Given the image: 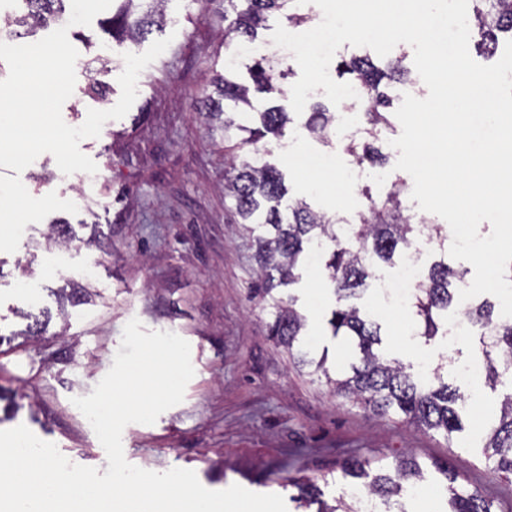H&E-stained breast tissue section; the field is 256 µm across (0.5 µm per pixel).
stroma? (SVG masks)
I'll list each match as a JSON object with an SVG mask.
<instances>
[{
  "mask_svg": "<svg viewBox=\"0 0 512 512\" xmlns=\"http://www.w3.org/2000/svg\"><path fill=\"white\" fill-rule=\"evenodd\" d=\"M103 21L99 15L68 30L79 56L62 118L73 127L88 110L116 105L123 53L149 47L145 41L115 46ZM163 33L172 42L141 72L126 116L80 143L97 165L93 185L63 174L49 153L20 174L31 196L54 192L78 211H55L28 224L18 249L0 252V392L15 404L9 413L0 402V430L26 426L73 464L107 471L106 453L72 400L92 393L113 365L126 323L136 318L143 332L170 331L188 341L195 374L183 401L154 424L125 427L124 454L133 465L190 469L210 490L237 484L286 499L296 493L290 478L305 477L332 503L347 488L340 476L345 461H388L406 452L451 464L467 489L512 506V481L492 473L481 453L482 429L498 413L500 392L462 382L464 430L447 439L337 396L269 336L271 316L253 296L254 250L224 196V131L196 110L197 98L211 92L235 52L224 43V0H168ZM96 82L101 88L94 96L88 87ZM346 144L340 132L324 143L293 128L270 142L267 159L283 173L289 197L316 210L348 216V195L396 185L409 213L418 214L413 179L395 167L398 151L388 153L383 184L370 166L360 182L344 187L303 164L316 155L324 166L349 167ZM54 223L69 224L73 233L69 266L61 271L51 267L58 249L49 238ZM88 267L94 270L89 280L82 276ZM299 274L291 287L295 307L330 374L338 375L350 352L346 341L328 334L331 286L318 265ZM61 288L86 295L74 303L58 297ZM362 303L381 323L386 347L403 361L421 362L419 350L406 343L408 315L374 289ZM31 312L47 323L35 336L27 333Z\"/></svg>",
  "mask_w": 512,
  "mask_h": 512,
  "instance_id": "obj_1",
  "label": "stroma"
}]
</instances>
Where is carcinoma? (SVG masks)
<instances>
[{
    "mask_svg": "<svg viewBox=\"0 0 512 512\" xmlns=\"http://www.w3.org/2000/svg\"><path fill=\"white\" fill-rule=\"evenodd\" d=\"M26 11L4 19V28L18 37H34L50 23L63 17L68 0H23ZM167 0H112V17L106 19L112 39L119 45L146 39L164 27ZM279 19L298 28L314 21V15L301 13L295 0H224V40L236 43L246 51L243 60L224 66V74L216 81L218 97H206V112L211 117H224V139L231 142L228 151L252 147L249 155L227 159L224 193L231 198L232 208L246 226L260 274L255 295L270 309V336L276 343L296 352L297 363L328 375L325 357L315 358L308 344L305 318L294 308L295 297L274 294L279 287L297 282L296 270L307 264L312 253L321 251L323 241L331 243L328 259L322 265L332 286L334 308L328 319L332 336L343 337L353 348V359L347 375L327 379L333 391L364 409L385 417H402L409 425L440 432L446 439L464 429L459 404L465 399L460 388L443 380L446 364L430 368V379L415 372L382 347L381 324L358 303L367 291L371 269L379 261L395 264L413 243L421 225L427 224L432 234L444 238L443 227L431 219L414 222L400 199V190L375 199L370 191L362 193L359 210L351 219L332 217L318 212L304 199L286 201L288 188L282 173L266 160L264 140L278 141L286 136L288 126L299 124L309 135L326 141L335 116L323 104L312 102L304 117L290 112L281 104L256 111L255 99L265 94L284 95L275 83L291 74L288 58L270 50L261 40L269 21ZM471 37L477 45L494 52L499 37L512 38V0H472ZM405 56L378 67L370 54L341 57L336 71L348 76L347 83L358 90L366 125L351 139L347 152L359 164L383 165L386 156L377 146L380 133L391 127L392 82H406L409 70ZM245 67L249 82L237 75ZM258 112L260 124L246 121ZM465 284L464 274L444 262L433 263L418 286L411 290L407 312L415 335L429 344L448 338V308ZM465 320L477 329L476 340L485 360L481 369L484 382L491 388L508 384L509 392L501 403L500 417L486 434L483 454L488 468L495 474L512 477V318L495 313V305L483 300L467 309ZM439 473L449 492L448 512H498L492 501L472 492L460 483V477L448 465L427 464L410 455H400L386 465L371 467L361 458L349 460L341 468L350 487L379 501L383 512H408L403 502L407 488L426 479L430 471ZM295 501L300 507L318 505L316 512H363L361 497L352 495L350 502L332 507L321 500V489L312 482L298 485Z\"/></svg>",
    "mask_w": 512,
    "mask_h": 512,
    "instance_id": "carcinoma-1",
    "label": "carcinoma"
}]
</instances>
